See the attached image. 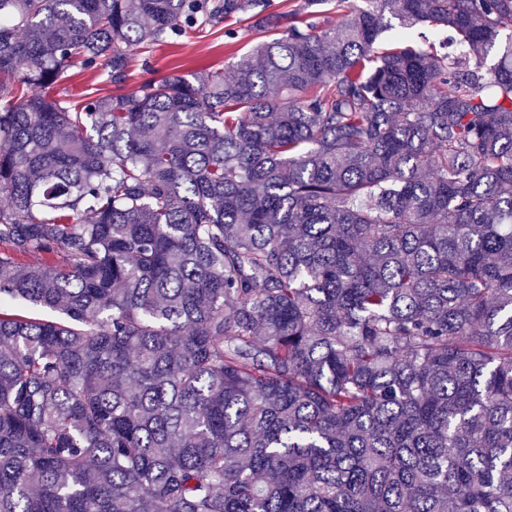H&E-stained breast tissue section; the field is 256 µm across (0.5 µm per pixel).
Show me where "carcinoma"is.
<instances>
[{
	"instance_id": "1",
	"label": "carcinoma",
	"mask_w": 512,
	"mask_h": 512,
	"mask_svg": "<svg viewBox=\"0 0 512 512\" xmlns=\"http://www.w3.org/2000/svg\"><path fill=\"white\" fill-rule=\"evenodd\" d=\"M269 7L0 0V512H512V0L51 95Z\"/></svg>"
}]
</instances>
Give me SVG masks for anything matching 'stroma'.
<instances>
[{"label":"stroma","mask_w":512,"mask_h":512,"mask_svg":"<svg viewBox=\"0 0 512 512\" xmlns=\"http://www.w3.org/2000/svg\"><path fill=\"white\" fill-rule=\"evenodd\" d=\"M264 32L241 27L234 41H226L223 27L191 29L174 41L159 45L137 47L131 53V63L125 77L113 82L105 65L87 70L72 66L67 79L57 88L60 97L76 101L85 94L97 91L128 93L142 83L167 77L190 76L202 67H212L232 76L236 61L264 40Z\"/></svg>","instance_id":"stroma-1"}]
</instances>
